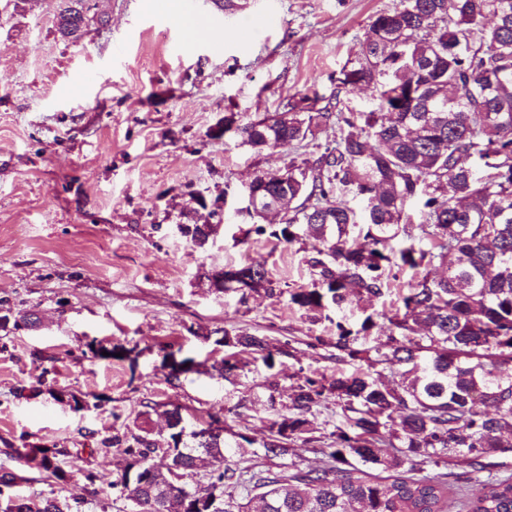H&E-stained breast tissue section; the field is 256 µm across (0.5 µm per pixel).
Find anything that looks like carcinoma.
<instances>
[{
    "instance_id": "1",
    "label": "carcinoma",
    "mask_w": 512,
    "mask_h": 512,
    "mask_svg": "<svg viewBox=\"0 0 512 512\" xmlns=\"http://www.w3.org/2000/svg\"><path fill=\"white\" fill-rule=\"evenodd\" d=\"M58 2L56 31L75 41L96 0ZM356 88L371 90L374 108H318L303 97L246 123L226 112L224 122L258 150L306 147L331 131L315 144L316 158L256 175L244 208L258 235L273 213V237L291 243L302 230L323 243L309 261L311 285L291 293V304L312 313L353 299L370 305L384 296L383 268L445 267L410 284L383 322L371 313L360 324L365 334H387L373 350L400 380L385 384L359 370L303 377L260 447L276 458L293 438L318 441L317 416L332 400L343 421L317 469L233 468L229 458L245 451L226 444L219 415L188 433L181 410L167 409L173 423L161 442L144 411L102 441L130 459L110 484L135 512H208L215 496L220 512H446L451 492L462 512H512V475L489 473L481 495H463L486 455L512 453V0H399L375 16L358 57L336 78V94ZM222 224L221 215L188 224L185 238L204 251ZM260 290L275 291L264 264L224 271V293ZM11 311L0 314L1 331L38 322L31 311ZM356 341L338 322L328 346L343 362L361 354ZM218 342L261 355L269 368L285 353L264 336L227 329ZM158 451L169 454L162 467L153 462ZM59 454L19 452L29 468L62 479ZM450 457L470 467L451 482L440 470ZM178 458L189 476L207 466L205 482L167 477ZM13 482L0 476V512H72L57 498L11 494Z\"/></svg>"
}]
</instances>
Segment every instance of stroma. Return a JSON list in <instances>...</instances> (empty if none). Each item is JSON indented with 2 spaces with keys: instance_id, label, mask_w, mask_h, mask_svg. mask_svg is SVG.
Instances as JSON below:
<instances>
[{
  "instance_id": "1",
  "label": "stroma",
  "mask_w": 512,
  "mask_h": 512,
  "mask_svg": "<svg viewBox=\"0 0 512 512\" xmlns=\"http://www.w3.org/2000/svg\"><path fill=\"white\" fill-rule=\"evenodd\" d=\"M106 25L91 23L77 41L55 29L57 0H0V299L35 310V330L0 331V473L13 494L69 501L73 512H131L119 489L87 472L120 475L116 429L154 403L180 408L187 428L208 414L224 419V437L247 449L246 465L280 471L323 461L312 444L289 442L265 457L260 443L285 411L300 378L363 370L385 381L386 364H337V320L359 326L361 304L319 317L292 306L290 292L311 283L308 261L321 244L246 235L240 219L222 225L208 251L176 231L208 212L191 194L244 207L255 175L288 165L294 148L256 151L212 134L225 113L252 119L286 100L334 101L342 67L357 56L374 15L399 0H193L211 24L189 32L156 0H98ZM264 263L277 295H224L209 286L218 267ZM287 346L266 367L239 353L229 374L225 330ZM322 346H315V339ZM119 346V357L93 349ZM193 358L196 372L166 380L165 355ZM278 381L270 393V381ZM95 397L73 411L49 392ZM59 448V480L24 465L23 445Z\"/></svg>"
}]
</instances>
